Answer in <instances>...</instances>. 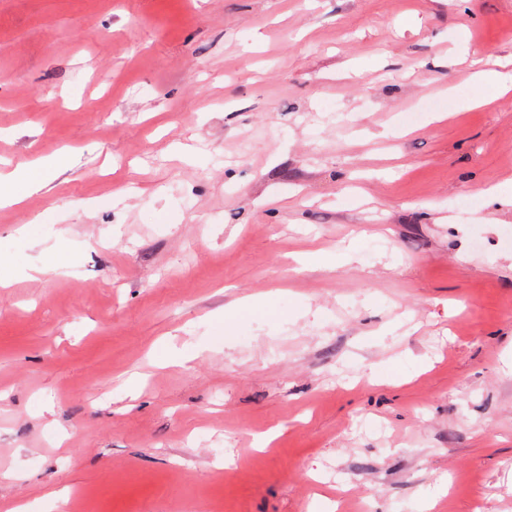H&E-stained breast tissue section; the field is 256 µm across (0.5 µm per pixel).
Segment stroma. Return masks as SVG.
I'll list each match as a JSON object with an SVG mask.
<instances>
[{"mask_svg": "<svg viewBox=\"0 0 512 512\" xmlns=\"http://www.w3.org/2000/svg\"><path fill=\"white\" fill-rule=\"evenodd\" d=\"M476 57L512 0H0V173L67 154L0 206V512H512Z\"/></svg>", "mask_w": 512, "mask_h": 512, "instance_id": "obj_1", "label": "stroma"}]
</instances>
